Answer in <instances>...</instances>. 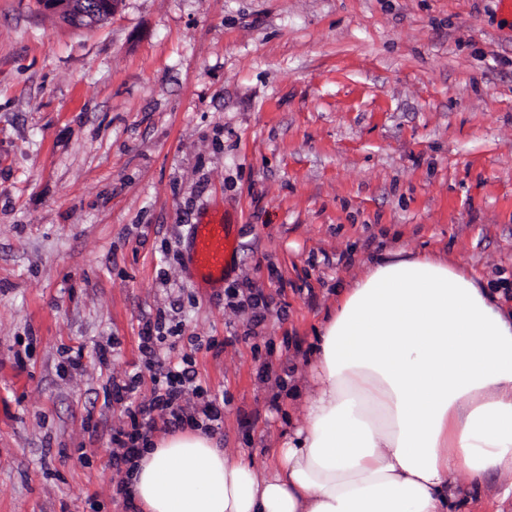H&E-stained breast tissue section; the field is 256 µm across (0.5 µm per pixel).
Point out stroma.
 I'll return each mask as SVG.
<instances>
[{
	"label": "stroma",
	"mask_w": 512,
	"mask_h": 512,
	"mask_svg": "<svg viewBox=\"0 0 512 512\" xmlns=\"http://www.w3.org/2000/svg\"><path fill=\"white\" fill-rule=\"evenodd\" d=\"M238 242L223 287L191 224ZM398 249L512 281V18L498 0H121L76 27L0 0V512H133L113 379L157 310L257 472L301 426L336 286ZM328 262H320V255ZM250 287L261 324L228 308ZM114 342L107 363L99 346ZM81 355L80 370H67ZM236 251V240L221 217L190 225L186 259L197 282L224 285L225 271ZM247 289L249 290V294L246 296V299L237 300L240 295L238 289L230 288L226 293V304L228 306L242 310H246L247 305V308L251 310L252 320L257 324L261 323L266 317V312L269 311L270 302L263 296L261 292H253L252 288Z\"/></svg>",
	"instance_id": "obj_1"
}]
</instances>
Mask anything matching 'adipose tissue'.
I'll list each match as a JSON object with an SVG mask.
<instances>
[{"label": "adipose tissue", "instance_id": "obj_1", "mask_svg": "<svg viewBox=\"0 0 512 512\" xmlns=\"http://www.w3.org/2000/svg\"><path fill=\"white\" fill-rule=\"evenodd\" d=\"M306 421L265 474L192 429L130 466L136 512H458L512 475V304L431 255L367 264L309 352Z\"/></svg>", "mask_w": 512, "mask_h": 512}]
</instances>
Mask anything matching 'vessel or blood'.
<instances>
[{
    "label": "vessel or blood",
    "instance_id": "obj_1",
    "mask_svg": "<svg viewBox=\"0 0 512 512\" xmlns=\"http://www.w3.org/2000/svg\"><path fill=\"white\" fill-rule=\"evenodd\" d=\"M237 250L223 219H211L190 227L187 264L197 282L220 285Z\"/></svg>",
    "mask_w": 512,
    "mask_h": 512
}]
</instances>
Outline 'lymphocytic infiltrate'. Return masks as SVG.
<instances>
[{"instance_id": "lymphocytic-infiltrate-1", "label": "lymphocytic infiltrate", "mask_w": 512, "mask_h": 512, "mask_svg": "<svg viewBox=\"0 0 512 512\" xmlns=\"http://www.w3.org/2000/svg\"><path fill=\"white\" fill-rule=\"evenodd\" d=\"M168 315L158 310L152 324L146 325L139 349L146 364L154 366L151 394L140 398V374L113 382L107 396L123 405L129 418L127 424L112 431V461L121 466L135 458L148 445V437L157 424L171 428L197 426L213 431L224 419V405L218 397L207 395L196 385L190 357L164 365L157 353V335L166 327Z\"/></svg>"}]
</instances>
